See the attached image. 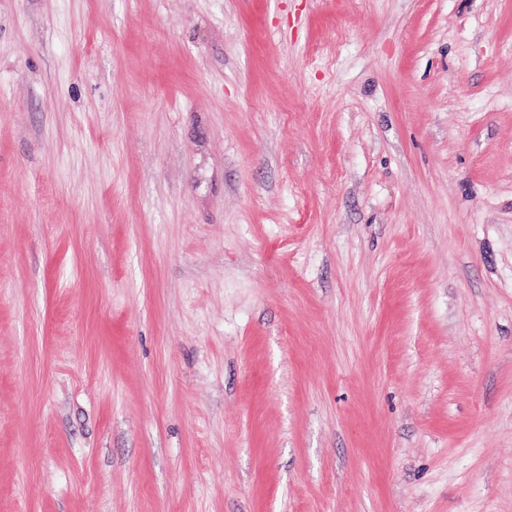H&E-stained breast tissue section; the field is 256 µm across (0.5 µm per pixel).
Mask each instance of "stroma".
<instances>
[{
  "label": "stroma",
  "instance_id": "1",
  "mask_svg": "<svg viewBox=\"0 0 512 512\" xmlns=\"http://www.w3.org/2000/svg\"><path fill=\"white\" fill-rule=\"evenodd\" d=\"M0 512H512V0H0Z\"/></svg>",
  "mask_w": 512,
  "mask_h": 512
}]
</instances>
